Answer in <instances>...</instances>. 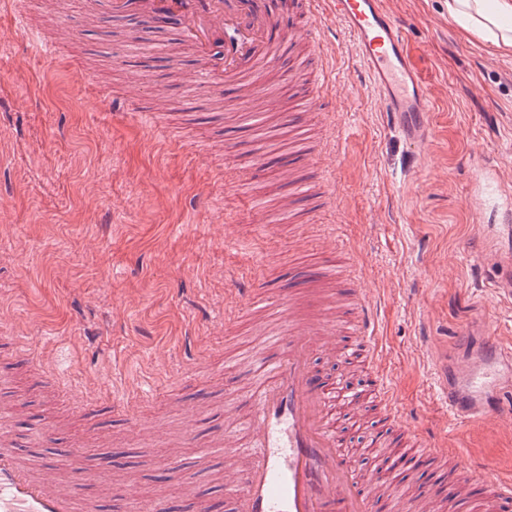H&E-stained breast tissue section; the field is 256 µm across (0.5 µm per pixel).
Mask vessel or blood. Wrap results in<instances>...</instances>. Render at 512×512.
Returning a JSON list of instances; mask_svg holds the SVG:
<instances>
[{
  "label": "vessel or blood",
  "instance_id": "vessel-or-blood-1",
  "mask_svg": "<svg viewBox=\"0 0 512 512\" xmlns=\"http://www.w3.org/2000/svg\"><path fill=\"white\" fill-rule=\"evenodd\" d=\"M314 19L309 32L322 41V17H329L351 41L391 130L425 142L428 92L418 75L400 16L386 0H305ZM138 8L150 18H177V40L191 48L202 67L200 84L215 79L236 84L245 93L282 55L271 36L275 17L261 0H89L90 15ZM292 155L315 163L333 152L335 137L311 143L307 124L290 122ZM291 197L281 222H299L292 199L322 193V182L304 184L294 171L283 173ZM354 261L326 256L308 277L312 294L294 290L270 295L260 287L243 288L238 303L225 306L231 324L248 315L267 317L271 329L263 349L246 365L237 390V416L200 451L202 459H223L224 498L229 512H376L366 489V462L378 449L388 456L440 457L439 442L426 429L396 430L406 407L387 384L379 351L372 304L352 285ZM359 355L372 369L366 394L340 379L323 383L316 353ZM436 405L451 423L466 425L496 414L511 417L504 399L512 394V341L490 337L468 364L448 369L435 365ZM366 404L377 416L367 449L347 445L339 431L343 408ZM54 463L20 456L0 416V512H96L95 504L53 479ZM512 498V478L490 483L477 512H499Z\"/></svg>",
  "mask_w": 512,
  "mask_h": 512
}]
</instances>
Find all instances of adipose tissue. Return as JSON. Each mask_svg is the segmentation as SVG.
Wrapping results in <instances>:
<instances>
[{"mask_svg": "<svg viewBox=\"0 0 512 512\" xmlns=\"http://www.w3.org/2000/svg\"><path fill=\"white\" fill-rule=\"evenodd\" d=\"M448 14L464 31L512 51V0H448Z\"/></svg>", "mask_w": 512, "mask_h": 512, "instance_id": "obj_1", "label": "adipose tissue"}]
</instances>
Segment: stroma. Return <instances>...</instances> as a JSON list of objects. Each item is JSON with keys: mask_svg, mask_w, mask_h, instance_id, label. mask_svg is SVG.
<instances>
[{"mask_svg": "<svg viewBox=\"0 0 512 512\" xmlns=\"http://www.w3.org/2000/svg\"><path fill=\"white\" fill-rule=\"evenodd\" d=\"M387 2L428 87V144L418 150L388 129L336 23L323 48L301 36L268 76L278 93L269 121L308 91L288 79L297 65L324 69L338 91L307 122L319 137L322 113H335L340 143L301 168L324 178L327 196L296 199L298 224L274 221L286 192L278 169H248L287 148V136L226 148L231 106L192 82L200 62L174 29L137 17L91 22L86 0H26L22 19L0 31V411L37 457L68 453L79 436L92 470L106 448L125 449V470L82 483L86 496L105 506L130 489L141 503L217 496L218 458L190 487L155 478L163 462L195 463L224 423L236 382L227 360L263 342L246 317L220 328L224 297L340 245L355 251L377 308L390 384L410 407L404 425L448 438L461 460L490 461L468 496L512 475V420L451 424L425 376L427 351L456 364L469 356L470 326L512 337V298L496 288L504 272L477 250L512 216V53L461 30L446 0ZM49 38L58 54L42 53ZM143 97L137 113L118 105ZM14 336L50 353L54 373L18 361ZM187 337L210 351L203 376L180 369ZM91 385L107 402L149 391L134 407L138 423L73 408L70 393Z\"/></svg>", "mask_w": 512, "mask_h": 512, "instance_id": "35a3bbf8", "label": "stroma"}]
</instances>
